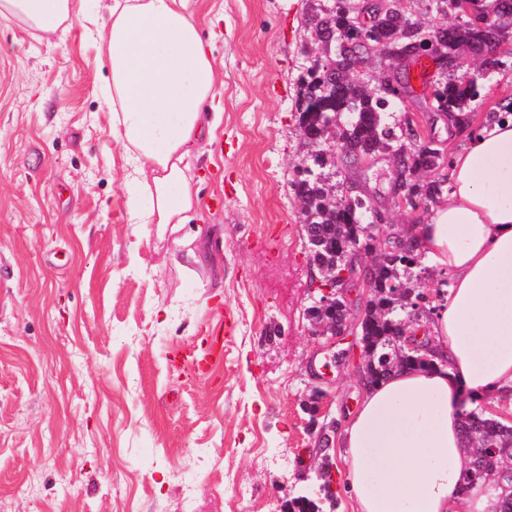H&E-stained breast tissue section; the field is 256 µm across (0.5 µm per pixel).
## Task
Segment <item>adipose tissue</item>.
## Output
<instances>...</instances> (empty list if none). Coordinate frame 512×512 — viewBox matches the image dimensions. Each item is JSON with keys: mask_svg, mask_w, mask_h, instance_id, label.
<instances>
[{"mask_svg": "<svg viewBox=\"0 0 512 512\" xmlns=\"http://www.w3.org/2000/svg\"><path fill=\"white\" fill-rule=\"evenodd\" d=\"M64 37L73 0H0V14ZM97 69L125 151L134 224L185 225L193 146L218 120L208 46L187 0H112ZM448 169V197L416 236L426 264L449 282L430 334L431 367L405 368L369 386L342 433L356 512H500L512 487L465 483V400L512 389V118L467 130Z\"/></svg>", "mask_w": 512, "mask_h": 512, "instance_id": "ef3b65f1", "label": "adipose tissue"}]
</instances>
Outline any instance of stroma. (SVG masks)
<instances>
[{"label":"stroma","mask_w":512,"mask_h":512,"mask_svg":"<svg viewBox=\"0 0 512 512\" xmlns=\"http://www.w3.org/2000/svg\"><path fill=\"white\" fill-rule=\"evenodd\" d=\"M111 4L77 0L60 41L0 16V512H287L321 463L312 419L345 423L361 398L369 299L352 291L344 335H312L317 270L290 181L311 153L295 103L314 0H189L222 120L175 231L128 220L91 35ZM498 51L478 124L512 101V37ZM438 77L403 107L450 156L466 136L428 108ZM395 169L380 154L323 170L386 212L380 247L427 218L395 205ZM214 332L205 373L176 361Z\"/></svg>","instance_id":"stroma-1"}]
</instances>
